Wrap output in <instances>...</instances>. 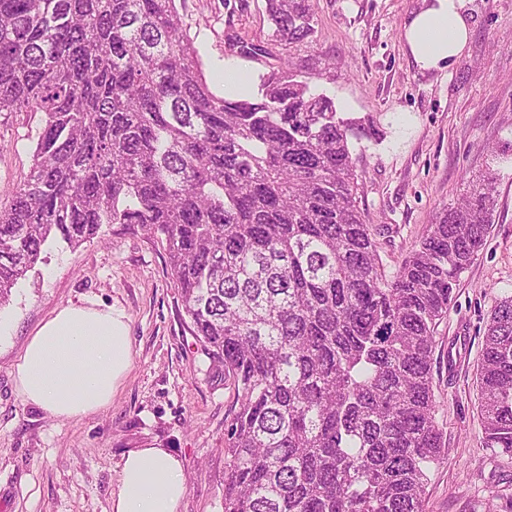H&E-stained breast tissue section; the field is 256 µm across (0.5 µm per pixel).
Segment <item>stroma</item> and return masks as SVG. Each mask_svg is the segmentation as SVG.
I'll list each match as a JSON object with an SVG mask.
<instances>
[{
	"mask_svg": "<svg viewBox=\"0 0 512 512\" xmlns=\"http://www.w3.org/2000/svg\"><path fill=\"white\" fill-rule=\"evenodd\" d=\"M423 5L314 0L313 34L287 53L316 92L371 126V136L353 139V156L365 221L388 228L377 239L386 273L465 195L471 176H496L486 244L437 330L433 377L446 454L429 474L425 512H512V457L484 447L476 388L487 320L512 295V0H474L464 55L425 72L401 37ZM177 7L215 93L224 91L225 66L255 80L287 54L270 39L266 0ZM236 41L265 53L239 54ZM44 120L41 112L0 114V210L30 173ZM43 255L0 307L9 327L0 337V512H111L123 454L151 446L183 464L180 512H224V421L237 393L190 331L161 240L115 225L73 250L48 244ZM71 304L126 316L131 366L110 406L60 421L23 402L12 369L38 326ZM491 485L501 499L490 497Z\"/></svg>",
	"mask_w": 512,
	"mask_h": 512,
	"instance_id": "stroma-1",
	"label": "stroma"
}]
</instances>
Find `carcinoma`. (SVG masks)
<instances>
[{"mask_svg":"<svg viewBox=\"0 0 512 512\" xmlns=\"http://www.w3.org/2000/svg\"><path fill=\"white\" fill-rule=\"evenodd\" d=\"M272 41L313 0H266ZM40 111L34 165L0 211V306L43 247L105 226L165 243L192 333L237 391L224 512H424L445 459L435 328L484 248L471 182L390 275L349 141L359 123L286 59L248 98L214 93L176 0H0V113ZM483 441L512 455V295L488 318Z\"/></svg>","mask_w":512,"mask_h":512,"instance_id":"cac0c4a2","label":"carcinoma"}]
</instances>
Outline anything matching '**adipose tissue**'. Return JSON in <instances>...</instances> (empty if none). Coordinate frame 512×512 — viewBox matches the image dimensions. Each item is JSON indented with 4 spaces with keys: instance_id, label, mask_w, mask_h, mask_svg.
Segmentation results:
<instances>
[{
    "instance_id": "obj_1",
    "label": "adipose tissue",
    "mask_w": 512,
    "mask_h": 512,
    "mask_svg": "<svg viewBox=\"0 0 512 512\" xmlns=\"http://www.w3.org/2000/svg\"><path fill=\"white\" fill-rule=\"evenodd\" d=\"M469 0H427L403 26L420 70L440 69L467 47ZM131 365L129 327L113 308L64 306L30 336L13 376L25 403L70 420L108 407ZM186 493L182 462L164 448L126 452L112 491V512H179Z\"/></svg>"
}]
</instances>
